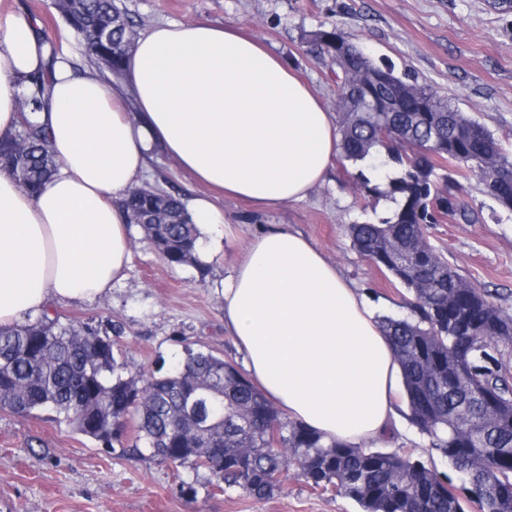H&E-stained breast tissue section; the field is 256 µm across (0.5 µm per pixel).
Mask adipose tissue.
<instances>
[{"instance_id":"1","label":"adipose tissue","mask_w":512,"mask_h":512,"mask_svg":"<svg viewBox=\"0 0 512 512\" xmlns=\"http://www.w3.org/2000/svg\"><path fill=\"white\" fill-rule=\"evenodd\" d=\"M46 54L34 22L0 8V139L23 76ZM128 83L58 61L37 114L59 168L35 194L0 169V325L108 294L129 263L122 201L161 148L197 183L261 205L300 201L338 155L336 117L252 36L162 22L124 63ZM224 327L252 381L288 417L350 444L387 434L401 375L357 288L301 234L254 238L224 283Z\"/></svg>"}]
</instances>
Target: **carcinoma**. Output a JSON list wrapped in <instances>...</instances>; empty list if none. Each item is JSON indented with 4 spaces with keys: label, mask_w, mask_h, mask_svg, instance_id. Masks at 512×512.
I'll return each mask as SVG.
<instances>
[{
    "label": "carcinoma",
    "mask_w": 512,
    "mask_h": 512,
    "mask_svg": "<svg viewBox=\"0 0 512 512\" xmlns=\"http://www.w3.org/2000/svg\"><path fill=\"white\" fill-rule=\"evenodd\" d=\"M60 14L88 61L108 54L112 74H123L132 23L116 0H78ZM110 23V43L88 42L89 32ZM38 33L51 67L63 55L62 42L44 28ZM306 43L335 75L339 161L354 188L378 191L362 164L380 150L396 167L387 175L393 215L350 224L347 233L366 260L411 295L409 316H382L380 328L398 358L410 423L464 476L461 487L409 450L324 441L208 350L187 349L171 373L128 377L114 354L117 327L63 324L47 313L0 325V410H50L107 447L130 434L137 454L203 467L217 487L261 499L273 496L282 474L296 466L313 489L334 490L362 512H512V315L471 286L424 234L447 216L477 220L443 162L477 174L484 192L512 211V194L497 186L512 178V158L447 96L374 61L337 29L311 31ZM25 86L18 103L24 125L0 140V168L34 193L57 166L49 134L35 117L49 95V72L30 75ZM487 155L497 159L492 179L480 174ZM124 208L169 264L195 260L199 232L181 196L142 185L129 191ZM490 408L497 413L491 423L485 420Z\"/></svg>",
    "instance_id": "1"
}]
</instances>
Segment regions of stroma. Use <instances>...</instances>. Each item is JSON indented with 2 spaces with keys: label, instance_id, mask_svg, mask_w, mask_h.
Masks as SVG:
<instances>
[{
  "label": "stroma",
  "instance_id": "35a3bbf8",
  "mask_svg": "<svg viewBox=\"0 0 512 512\" xmlns=\"http://www.w3.org/2000/svg\"><path fill=\"white\" fill-rule=\"evenodd\" d=\"M17 12L47 21L64 52L83 47L58 14L53 0H12ZM141 35L160 22L206 20L257 36L335 111L336 86L328 65L304 42L308 32L337 28L374 60L448 96L452 105L484 125L512 154V8L492 0H121ZM462 197L478 221L448 219L428 226L430 244L457 266L473 286L488 290L512 314V212L482 191L477 178L458 169ZM147 182L185 198L199 194L192 177L161 152L148 160ZM224 222L209 261L169 265L131 226V261L111 292L92 303H60L66 319L112 321L131 373L172 367L187 349L213 351L241 364L224 328L222 288L244 258L251 240L277 227L302 233L354 283L376 315L407 312V290L354 249L345 231L356 222H379L396 205L385 194L355 190L341 166L307 199L275 207L219 197ZM378 448L413 449L437 470L457 473L429 438L399 417ZM0 512H361L335 492L313 491L298 468L284 472L273 497L256 499L240 490L214 488L193 466L160 462L107 448L57 421L52 411L18 415L0 411Z\"/></svg>",
  "mask_w": 512,
  "mask_h": 512
}]
</instances>
